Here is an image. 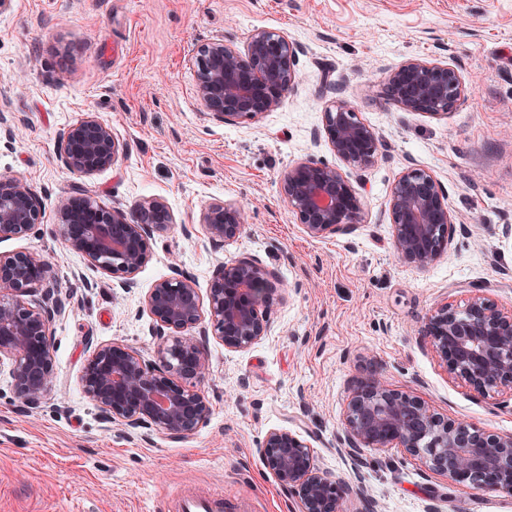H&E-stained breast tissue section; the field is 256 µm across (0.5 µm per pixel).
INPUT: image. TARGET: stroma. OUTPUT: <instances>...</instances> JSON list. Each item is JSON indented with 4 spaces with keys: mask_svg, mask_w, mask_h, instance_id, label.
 <instances>
[{
    "mask_svg": "<svg viewBox=\"0 0 512 512\" xmlns=\"http://www.w3.org/2000/svg\"><path fill=\"white\" fill-rule=\"evenodd\" d=\"M258 27L298 45L299 83L259 120L219 121L196 95L195 52L217 37L244 49ZM410 57L457 69L466 89L448 114L387 101L385 69ZM336 84L378 136L373 166L341 163L323 133ZM0 112L14 131L0 134V177H22L45 209L0 254L50 261L72 295L50 325L56 378L43 401L20 408L0 372V512H158L181 487L243 512H294L262 460L274 428L301 434L319 469L362 479L367 498L341 512H512L511 495L457 485L400 448L354 459L343 442L348 397L372 375L441 417L512 434V393L452 379L425 334L446 302L479 293L512 307V0H14L0 14ZM89 115L124 151L82 176L63 165L61 135ZM307 159L338 167L363 197L347 231L310 237L283 202L284 174ZM410 167L441 184L453 219L425 269L393 245L388 200ZM79 192L108 209L167 201L174 222L152 236L133 287L66 246L56 206ZM220 202L240 204L246 223L216 244L200 215ZM239 258L278 276L270 328L245 351L204 337L208 420L184 439L110 422L79 384L93 348L155 360L148 290L177 269L207 295L217 266Z\"/></svg>",
    "mask_w": 512,
    "mask_h": 512,
    "instance_id": "35a3bbf8",
    "label": "stroma"
}]
</instances>
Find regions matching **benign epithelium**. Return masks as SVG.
Returning <instances> with one entry per match:
<instances>
[{
    "instance_id": "7a95c632",
    "label": "benign epithelium",
    "mask_w": 512,
    "mask_h": 512,
    "mask_svg": "<svg viewBox=\"0 0 512 512\" xmlns=\"http://www.w3.org/2000/svg\"><path fill=\"white\" fill-rule=\"evenodd\" d=\"M298 48L281 33L255 29L244 50L216 39L198 47L194 65L204 107L224 122L256 120L272 112L298 83ZM387 96L405 111L448 113L464 85L458 71L442 63L408 58L387 70ZM324 132L336 156L354 167L378 161V137L339 99L324 113ZM62 158L73 173L91 175L115 164L121 145L112 129L93 116L72 125L62 137ZM280 192L311 237L347 230L363 208L362 197L335 167L313 160L288 169ZM388 209L399 257L419 268L433 266L447 247L453 226L446 195L429 172L404 171L392 189ZM42 204L24 181L0 177V239L27 235L42 219ZM69 249L121 279L124 287L149 257V240L173 223L167 202L146 198L133 210L105 209L89 196H71L56 208ZM215 242L239 236L244 213L234 202L204 210ZM274 273L248 258L219 266L208 292L213 333L233 351L251 348L269 329L261 307L272 294ZM42 290V302L27 297ZM53 265L25 253L0 255V366L9 364L17 401L33 408L55 377L50 322L70 302ZM152 331L164 339L156 360L113 343L96 346L80 374L87 398L103 415L127 428L150 425L174 439L195 433L209 417L210 402L198 387L209 369L202 340L183 332L200 324L202 302L193 280L178 271L157 281L145 298ZM431 337L448 374L478 393L512 392V312L480 294L465 307L441 305L429 318ZM345 443L352 455L364 448L395 445L422 459L431 471L461 485L489 487L512 495V435L483 432L440 417L429 405L391 390L377 377L360 382L347 406ZM263 463L283 489L297 496L298 512H340L355 486L320 471L312 448L300 435L273 429L266 435Z\"/></svg>"
}]
</instances>
